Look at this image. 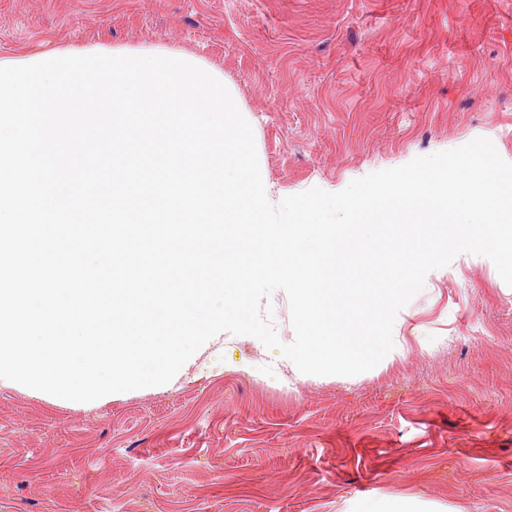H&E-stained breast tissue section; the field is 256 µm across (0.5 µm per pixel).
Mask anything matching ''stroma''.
<instances>
[{
  "label": "stroma",
  "instance_id": "1",
  "mask_svg": "<svg viewBox=\"0 0 512 512\" xmlns=\"http://www.w3.org/2000/svg\"><path fill=\"white\" fill-rule=\"evenodd\" d=\"M165 47L220 69L272 204L474 139L512 162V0H0V56ZM393 350L300 373L241 336L175 383L0 387V512H512V287L427 274Z\"/></svg>",
  "mask_w": 512,
  "mask_h": 512
}]
</instances>
